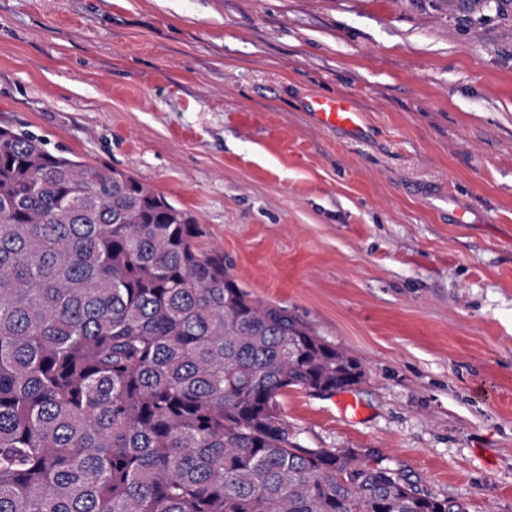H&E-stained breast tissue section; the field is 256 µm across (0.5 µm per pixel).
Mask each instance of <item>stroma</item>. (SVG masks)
I'll use <instances>...</instances> for the list:
<instances>
[{"label":"stroma","instance_id":"1","mask_svg":"<svg viewBox=\"0 0 512 512\" xmlns=\"http://www.w3.org/2000/svg\"><path fill=\"white\" fill-rule=\"evenodd\" d=\"M0 124L189 211L361 362L283 394L292 440L512 512V0H0ZM309 106L311 111L327 123L357 127L361 120V112H358L352 101L345 96L315 97Z\"/></svg>","mask_w":512,"mask_h":512}]
</instances>
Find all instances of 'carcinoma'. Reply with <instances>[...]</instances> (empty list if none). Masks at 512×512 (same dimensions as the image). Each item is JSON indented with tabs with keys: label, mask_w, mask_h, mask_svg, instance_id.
Listing matches in <instances>:
<instances>
[{
	"label": "carcinoma",
	"mask_w": 512,
	"mask_h": 512,
	"mask_svg": "<svg viewBox=\"0 0 512 512\" xmlns=\"http://www.w3.org/2000/svg\"><path fill=\"white\" fill-rule=\"evenodd\" d=\"M190 212L0 126V512H465L280 397L360 362L253 298Z\"/></svg>",
	"instance_id": "carcinoma-1"
}]
</instances>
